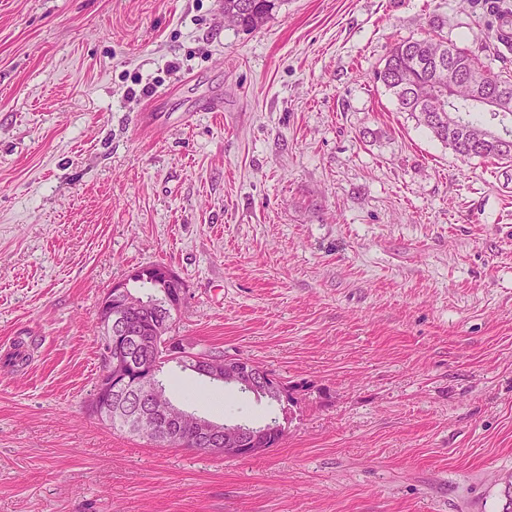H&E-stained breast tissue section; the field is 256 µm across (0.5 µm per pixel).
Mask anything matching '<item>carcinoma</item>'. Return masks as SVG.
I'll use <instances>...</instances> for the list:
<instances>
[{
    "instance_id": "cac0c4a2",
    "label": "carcinoma",
    "mask_w": 512,
    "mask_h": 512,
    "mask_svg": "<svg viewBox=\"0 0 512 512\" xmlns=\"http://www.w3.org/2000/svg\"><path fill=\"white\" fill-rule=\"evenodd\" d=\"M282 0H224V22L251 31L271 18ZM377 81L395 99L399 111L407 112L460 156L512 162V142L506 144L493 128L501 118L512 123V77L490 75L468 51L432 40L396 42ZM156 291L149 300L161 311L152 317L136 316L143 336L151 338L157 325L173 327L166 289L150 280ZM112 430L142 434L133 412L122 404L101 416Z\"/></svg>"
}]
</instances>
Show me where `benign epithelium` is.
<instances>
[{"label":"benign epithelium","instance_id":"obj_1","mask_svg":"<svg viewBox=\"0 0 512 512\" xmlns=\"http://www.w3.org/2000/svg\"><path fill=\"white\" fill-rule=\"evenodd\" d=\"M152 304L125 290V285L113 286L103 297L98 317L105 327L102 339L104 368L93 394V409L106 410L114 401L131 406L142 422L174 439L178 434L192 437L197 450L226 457L249 458L269 450V438L279 444L286 436L285 428L271 422L261 430L239 425L213 422L180 409L172 403L166 390L156 381L161 360L188 362L210 380L237 384L245 390L265 395L276 391L278 398L288 401V391L282 385L268 383V371L243 357L201 356L189 352L183 344L162 328L151 343L139 335L127 320L130 314L142 315ZM147 350V355L134 360V353Z\"/></svg>","mask_w":512,"mask_h":512}]
</instances>
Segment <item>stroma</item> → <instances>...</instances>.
I'll return each mask as SVG.
<instances>
[{"instance_id": "stroma-1", "label": "stroma", "mask_w": 512, "mask_h": 512, "mask_svg": "<svg viewBox=\"0 0 512 512\" xmlns=\"http://www.w3.org/2000/svg\"><path fill=\"white\" fill-rule=\"evenodd\" d=\"M494 0H0V512H502L512 481V163L464 159L374 74L443 40L512 73ZM172 334L294 398L250 458L90 411L97 310L137 268ZM174 404L278 407L175 364ZM223 406L214 409L213 396ZM282 0H224V22L251 31L271 18Z\"/></svg>"}]
</instances>
